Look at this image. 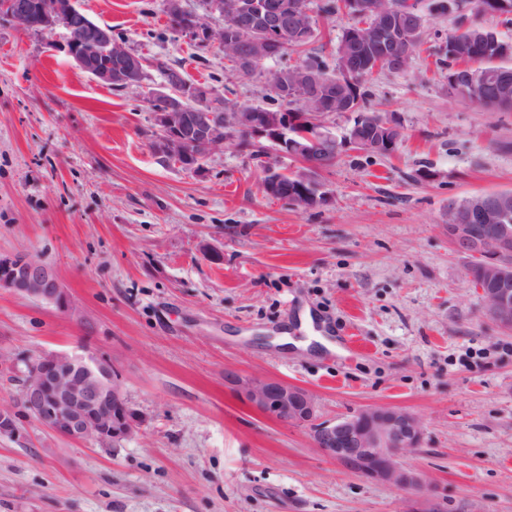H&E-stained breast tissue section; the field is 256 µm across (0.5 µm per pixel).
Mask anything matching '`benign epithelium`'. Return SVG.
<instances>
[{
	"instance_id": "benign-epithelium-1",
	"label": "benign epithelium",
	"mask_w": 512,
	"mask_h": 512,
	"mask_svg": "<svg viewBox=\"0 0 512 512\" xmlns=\"http://www.w3.org/2000/svg\"><path fill=\"white\" fill-rule=\"evenodd\" d=\"M9 17L25 31L53 34L64 30L56 51L72 59L101 84L117 82L127 89H145L150 100L163 98L164 112L152 113L156 135L155 154L186 170L204 169L203 159L237 139L255 148L270 150L301 163L296 170L273 164L265 172V192L285 198L298 209L307 210L329 201L330 192L321 174L334 166L345 151H390L402 136L392 118L376 123L370 114L356 113V123L341 136L330 132L320 117L334 112H352L347 93L339 87L352 84L370 66L407 69L411 61L409 44L420 27L403 19L415 11L411 2L359 0L358 11L373 20V34L352 27L342 40L338 56L340 80L331 83L311 73L297 83L271 80L278 96L290 98L305 87L304 103L309 113H292L280 122V112H217L215 93L184 82L169 71L163 82L146 83L148 62L131 52L112 36V29L91 21L78 7V0H9ZM167 7L176 20L173 28L203 46L216 45L231 55L241 72L250 71L273 54L272 44L285 47L308 37L312 27L297 24L303 7L299 0H208L206 11L224 16V26L214 30L201 15H181V0ZM110 55L106 68L91 67L99 51ZM493 95L478 99L484 107L512 93L504 74L485 73ZM294 181L295 191L283 190V180ZM496 217L512 218V191L491 192L466 200L448 201V239L456 253L480 258L478 276L487 317L505 329H512V225L493 224ZM0 288L28 298L41 299L77 310L61 288L54 271L25 252L0 255ZM248 404L265 417L284 424L311 427L315 447L348 472L367 480L404 491L427 489L423 475L407 466L403 457L420 447L423 425L414 414L396 407L369 406L332 422H317V406L306 389L272 378L231 377ZM24 411L52 431L77 441H93L112 448L138 432L124 392L112 368L94 358L60 353L42 354L27 364L21 391Z\"/></svg>"
}]
</instances>
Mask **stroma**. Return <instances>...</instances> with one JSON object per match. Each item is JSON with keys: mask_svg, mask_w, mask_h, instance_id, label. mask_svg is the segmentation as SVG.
<instances>
[{"mask_svg": "<svg viewBox=\"0 0 512 512\" xmlns=\"http://www.w3.org/2000/svg\"><path fill=\"white\" fill-rule=\"evenodd\" d=\"M164 3L80 0L129 48L279 110ZM418 10L422 52L367 87V111L402 128L396 153H343L322 174L330 201L308 210L267 196L233 143L201 174L163 162L142 96L0 17V254L49 266L77 309L0 288V408L16 416L0 512H512V330L486 317L446 227L450 200L512 191V112L451 94L436 59L457 16ZM51 352L109 363L140 433L103 448L25 414L26 361ZM228 370L305 388L323 421L415 414L423 442L404 460L426 492L350 474Z\"/></svg>", "mask_w": 512, "mask_h": 512, "instance_id": "stroma-1", "label": "stroma"}]
</instances>
